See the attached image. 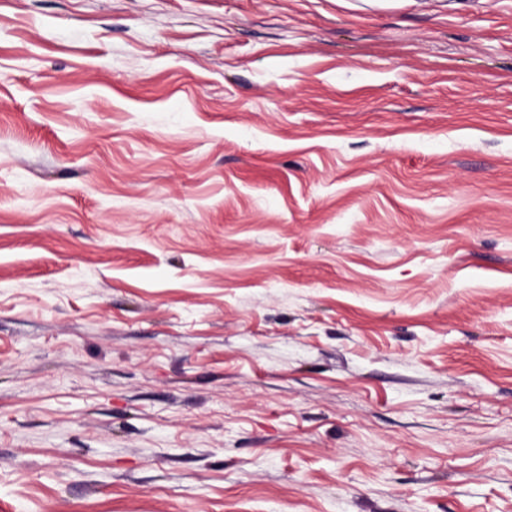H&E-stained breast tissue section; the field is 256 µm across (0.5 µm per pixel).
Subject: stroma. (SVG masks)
<instances>
[{
  "mask_svg": "<svg viewBox=\"0 0 512 512\" xmlns=\"http://www.w3.org/2000/svg\"><path fill=\"white\" fill-rule=\"evenodd\" d=\"M0 512H512V0H0Z\"/></svg>",
  "mask_w": 512,
  "mask_h": 512,
  "instance_id": "obj_1",
  "label": "stroma"
}]
</instances>
